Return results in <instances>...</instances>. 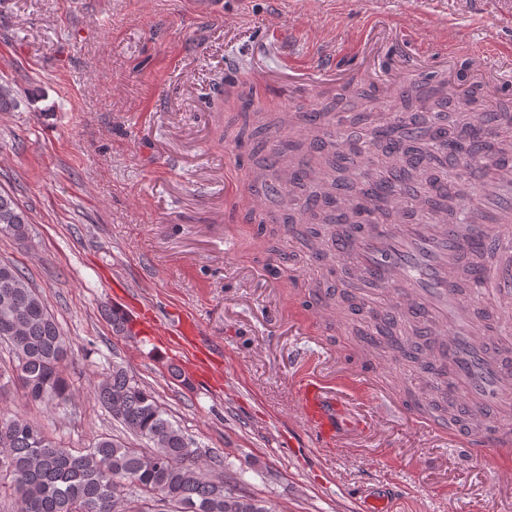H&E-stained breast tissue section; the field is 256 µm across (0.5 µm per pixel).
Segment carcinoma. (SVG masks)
Instances as JSON below:
<instances>
[{
	"mask_svg": "<svg viewBox=\"0 0 512 512\" xmlns=\"http://www.w3.org/2000/svg\"><path fill=\"white\" fill-rule=\"evenodd\" d=\"M400 105L410 120L417 121L411 115L415 111L425 116L421 123L437 126L443 109L477 113L482 98L454 86L437 94L410 88L402 93ZM310 114L303 107L278 113L246 109L240 116V134L247 133L253 140L252 156L259 167L271 169L277 176L299 168L281 197L283 223L297 246L294 256L317 259L325 253L326 236H335L343 231V225L354 222L356 211L339 216L331 204L337 190L354 188L344 173L369 161V156L362 149L352 157L341 154L336 139L310 125ZM490 121L493 127L488 137L470 142L464 135L426 137L417 125L395 127L383 137L397 149L381 148L385 161L379 169L363 173V179L385 184L397 201L404 196L427 197L422 214L436 224L445 217L455 219L460 200L484 188L476 181L477 174L512 153V110L505 107L494 112ZM297 124L309 125L308 138L283 142L282 130ZM450 158L467 185L434 202L430 191L439 183L438 173ZM31 232L27 212L9 194L0 192V234L25 242ZM371 288L372 284L355 278L327 295L338 299L341 309L352 310L372 297ZM7 326L16 328L8 343L15 357L13 366L19 368L16 381L27 397L66 404L71 390L61 370L67 345L59 324L22 272L10 262H0V329ZM391 328L394 334L409 333L411 362L437 351L436 343L421 331H410L399 322ZM94 394L113 418L146 439L151 448H130L109 435L98 438L91 448H67L24 418L0 416V490L10 491L18 512H147L142 508L147 497L176 506V512H186L189 503L199 505L201 512H269L260 501L237 496L215 482L210 472L224 466V457L215 454L201 459L191 439L167 418L154 393L124 367L112 365V371L94 385ZM426 402L448 420H459L433 382Z\"/></svg>",
	"mask_w": 512,
	"mask_h": 512,
	"instance_id": "1",
	"label": "carcinoma"
}]
</instances>
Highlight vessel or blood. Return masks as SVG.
Segmentation results:
<instances>
[{"mask_svg":"<svg viewBox=\"0 0 512 512\" xmlns=\"http://www.w3.org/2000/svg\"><path fill=\"white\" fill-rule=\"evenodd\" d=\"M474 70L499 78L500 70L489 48L469 52ZM246 211L258 222L274 223L263 194H243ZM491 250L492 269L476 266L475 249ZM331 251L336 262H347L352 273L376 285L385 294L388 314L419 325L442 348L441 358L424 360L422 369L434 375L447 369L450 380L443 393L449 404L471 412L500 407L512 394V351H492L489 340L499 334L498 319L512 314V195L500 204L493 224H352L336 239ZM475 271L481 288L493 298L497 319L477 324L480 306L464 301L458 291L459 271ZM191 355L195 370L212 373L214 361L200 343L194 322L179 321L176 328ZM306 433L337 443L342 432L361 427L342 402L330 399L316 378L302 377L295 391ZM412 423L427 432L445 435L469 457L483 461L512 458V424L498 423L480 431L455 429L428 410L403 402Z\"/></svg>","mask_w":512,"mask_h":512,"instance_id":"obj_1","label":"vessel or blood"}]
</instances>
